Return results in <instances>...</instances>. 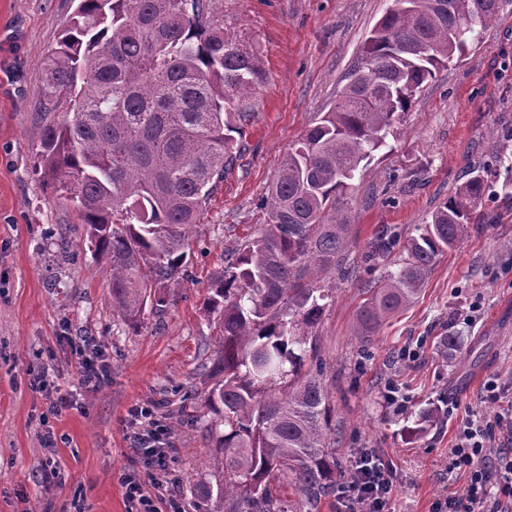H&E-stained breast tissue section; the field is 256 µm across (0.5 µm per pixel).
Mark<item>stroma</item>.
I'll use <instances>...</instances> for the list:
<instances>
[{
  "mask_svg": "<svg viewBox=\"0 0 512 512\" xmlns=\"http://www.w3.org/2000/svg\"><path fill=\"white\" fill-rule=\"evenodd\" d=\"M224 28L257 53L268 77L249 98L254 118L237 136L227 170L196 227L188 274L169 302L136 328L114 317L111 281L73 204L34 171L41 121L35 107L44 62L76 0H0V512H127L120 474L134 465L128 411L152 406L168 429L170 469L147 486L176 479L185 512L209 507L190 487L217 488L224 455L192 396L204 388L216 332L202 310L206 285L237 244L259 227L258 205L284 154L336 100L370 31L391 0H214ZM512 11L501 14L459 59L423 84L409 112L354 180L353 262L315 330L336 411V459L350 468L364 448L393 474L389 512H429L467 480L448 472L459 417L494 414L483 400L488 378L512 397ZM490 186L459 248L440 256L413 302L386 320L369 346L356 335L364 287L403 257L363 263L385 226L411 232L464 182L472 167ZM479 316H472V306ZM454 344H444V337ZM102 349L109 363L94 392L79 385L74 343ZM414 360H397L402 348ZM48 369L75 409L52 415L30 385ZM394 383L404 407L388 403ZM458 403L415 441L408 416ZM52 431L57 447L45 448ZM55 457L64 474L45 473Z\"/></svg>",
  "mask_w": 512,
  "mask_h": 512,
  "instance_id": "stroma-1",
  "label": "stroma"
}]
</instances>
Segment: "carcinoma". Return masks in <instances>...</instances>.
I'll return each instance as SVG.
<instances>
[{
    "mask_svg": "<svg viewBox=\"0 0 512 512\" xmlns=\"http://www.w3.org/2000/svg\"><path fill=\"white\" fill-rule=\"evenodd\" d=\"M214 0H79L45 64L44 120L35 172L71 201L112 282L127 325L164 306L185 275L194 226L237 155L234 135L253 118L247 99L266 72L224 33ZM512 0H393L366 39L333 107L288 149L261 200L264 224L206 286L204 311L219 347L203 407L224 454L215 496L226 512H300L345 483L336 463V415L312 369L307 338L346 265L353 180L409 111L421 86L461 56ZM488 190L473 169L407 238L384 228L365 258L402 245L400 267L366 285L362 343L418 292L438 256L456 248ZM427 412L403 429L415 440Z\"/></svg>",
    "mask_w": 512,
    "mask_h": 512,
    "instance_id": "obj_1",
    "label": "carcinoma"
}]
</instances>
